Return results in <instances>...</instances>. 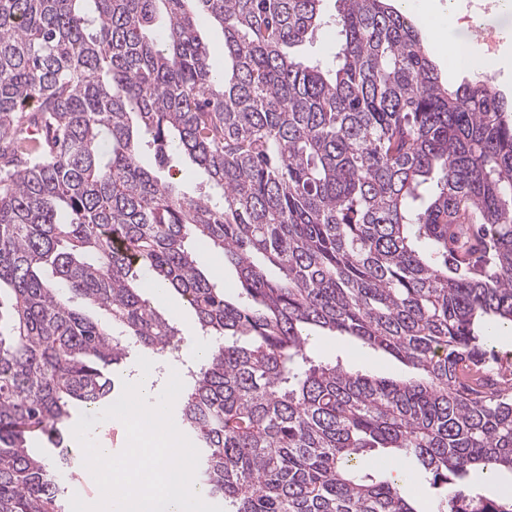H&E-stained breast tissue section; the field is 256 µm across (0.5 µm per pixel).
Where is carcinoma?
Here are the masks:
<instances>
[{"mask_svg": "<svg viewBox=\"0 0 512 512\" xmlns=\"http://www.w3.org/2000/svg\"><path fill=\"white\" fill-rule=\"evenodd\" d=\"M322 2L0 0V512H65L80 476L34 446L107 408L131 350L182 347L148 280L211 344L179 415L224 512H419L380 454L420 467L437 512H512L463 489L512 472V378L482 373L512 327V101L483 73L445 87L390 0ZM329 24L336 65L293 53ZM145 141L216 194L143 167ZM319 331L410 374L315 365ZM200 35L208 46L210 61L216 69L224 70V35L217 23L202 17L198 22ZM196 259L199 268L206 274L213 272L219 277V284L224 285L227 297H235L239 292L236 275L229 270L224 273V252L217 247L197 244Z\"/></svg>", "mask_w": 512, "mask_h": 512, "instance_id": "carcinoma-1", "label": "carcinoma"}]
</instances>
